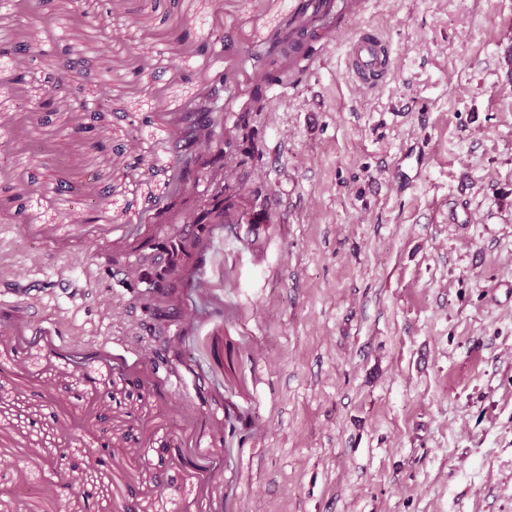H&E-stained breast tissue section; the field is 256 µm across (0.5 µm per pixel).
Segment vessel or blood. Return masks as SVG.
<instances>
[{"label": "vessel or blood", "instance_id": "1", "mask_svg": "<svg viewBox=\"0 0 512 512\" xmlns=\"http://www.w3.org/2000/svg\"><path fill=\"white\" fill-rule=\"evenodd\" d=\"M347 60L357 86L363 90L385 84L395 68L387 41L372 28L361 29L350 39Z\"/></svg>", "mask_w": 512, "mask_h": 512}]
</instances>
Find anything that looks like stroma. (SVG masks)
I'll use <instances>...</instances> for the list:
<instances>
[{
  "mask_svg": "<svg viewBox=\"0 0 512 512\" xmlns=\"http://www.w3.org/2000/svg\"><path fill=\"white\" fill-rule=\"evenodd\" d=\"M299 3L34 13L56 47L9 60L26 82L0 95V189L24 180L30 217L0 214V512H512V0H324L292 59ZM184 22L232 41L196 54ZM367 25L398 62L374 90L347 65ZM72 59L88 75L30 116ZM204 75L220 124L248 119L222 159L230 230L207 181L172 180L170 114ZM196 237L202 255L177 252ZM157 252L173 286L149 299ZM61 453L84 492L57 484Z\"/></svg>",
  "mask_w": 512,
  "mask_h": 512,
  "instance_id": "1",
  "label": "stroma"
}]
</instances>
